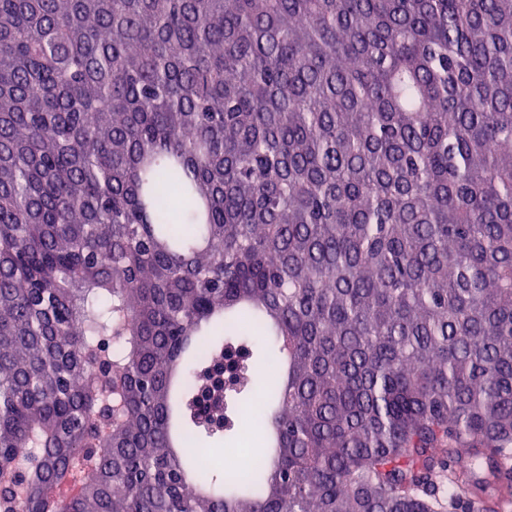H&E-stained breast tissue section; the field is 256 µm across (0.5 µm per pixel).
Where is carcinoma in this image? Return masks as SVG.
Masks as SVG:
<instances>
[{
    "mask_svg": "<svg viewBox=\"0 0 512 512\" xmlns=\"http://www.w3.org/2000/svg\"><path fill=\"white\" fill-rule=\"evenodd\" d=\"M510 458L512 0H0V512H497Z\"/></svg>",
    "mask_w": 512,
    "mask_h": 512,
    "instance_id": "1",
    "label": "carcinoma"
}]
</instances>
